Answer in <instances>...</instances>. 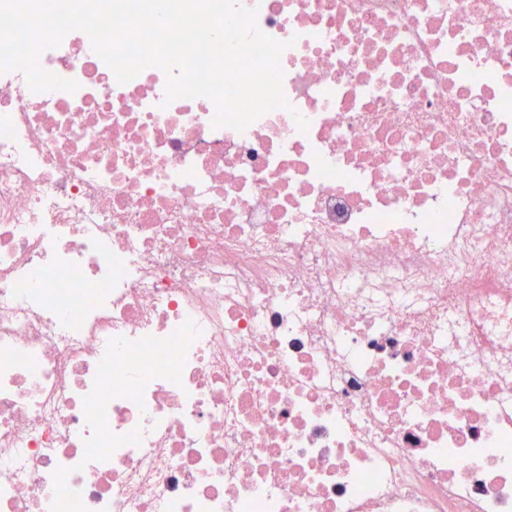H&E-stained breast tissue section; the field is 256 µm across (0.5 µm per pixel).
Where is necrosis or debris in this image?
<instances>
[{
	"instance_id": "4bbe7bcc",
	"label": "necrosis or debris",
	"mask_w": 512,
	"mask_h": 512,
	"mask_svg": "<svg viewBox=\"0 0 512 512\" xmlns=\"http://www.w3.org/2000/svg\"><path fill=\"white\" fill-rule=\"evenodd\" d=\"M239 2L242 132L0 74V512H512V0Z\"/></svg>"
}]
</instances>
